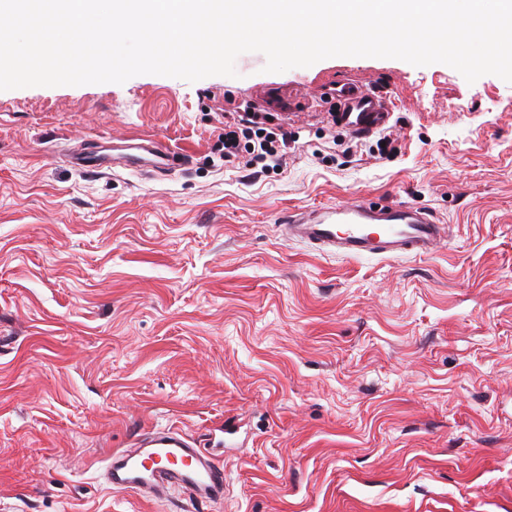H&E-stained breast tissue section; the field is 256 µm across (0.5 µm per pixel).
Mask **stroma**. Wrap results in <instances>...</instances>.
Wrapping results in <instances>:
<instances>
[{
	"label": "stroma",
	"instance_id": "1",
	"mask_svg": "<svg viewBox=\"0 0 512 512\" xmlns=\"http://www.w3.org/2000/svg\"><path fill=\"white\" fill-rule=\"evenodd\" d=\"M236 77L0 91V512H512V84L333 57ZM391 96L348 156L341 78ZM250 101L296 136L282 169L224 165ZM155 137L159 174L71 153ZM405 202L438 252L326 256L294 211ZM176 427L224 465L221 505L113 489L112 449ZM75 167H78L81 172L87 175H99L105 173L106 170H111V162L107 157L100 155H86L76 154L72 161Z\"/></svg>",
	"mask_w": 512,
	"mask_h": 512
}]
</instances>
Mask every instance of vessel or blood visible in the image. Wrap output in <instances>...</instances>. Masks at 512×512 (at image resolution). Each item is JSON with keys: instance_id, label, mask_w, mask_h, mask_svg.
I'll return each mask as SVG.
<instances>
[{"instance_id": "b4317fda", "label": "vessel or blood", "mask_w": 512, "mask_h": 512, "mask_svg": "<svg viewBox=\"0 0 512 512\" xmlns=\"http://www.w3.org/2000/svg\"><path fill=\"white\" fill-rule=\"evenodd\" d=\"M335 92L336 117L352 132L367 134L387 125L391 109L383 94L347 82L337 84ZM143 150L140 156L123 155V164L160 171L177 162L161 141H148ZM287 235L325 254L395 258L433 253L441 241V228L421 207L406 203L375 207L358 200L299 213L288 224ZM105 479L112 488L151 501L171 499L178 490L202 502L224 496L223 464L171 427L142 430L128 448L112 452Z\"/></svg>"}]
</instances>
